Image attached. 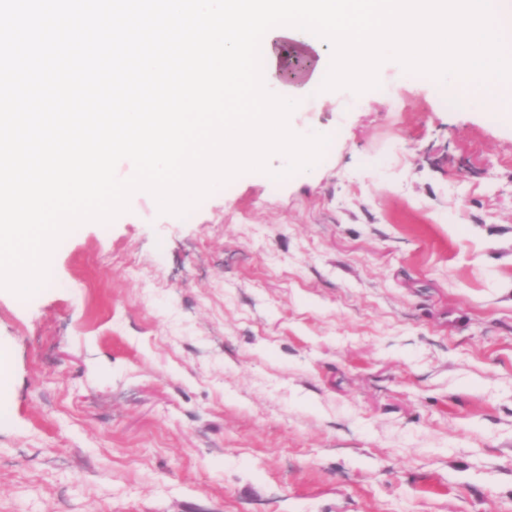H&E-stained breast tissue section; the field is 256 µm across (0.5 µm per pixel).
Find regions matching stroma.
<instances>
[{
    "label": "stroma",
    "mask_w": 512,
    "mask_h": 512,
    "mask_svg": "<svg viewBox=\"0 0 512 512\" xmlns=\"http://www.w3.org/2000/svg\"><path fill=\"white\" fill-rule=\"evenodd\" d=\"M307 174L139 191L0 289V512H512V120L388 60Z\"/></svg>",
    "instance_id": "stroma-1"
}]
</instances>
